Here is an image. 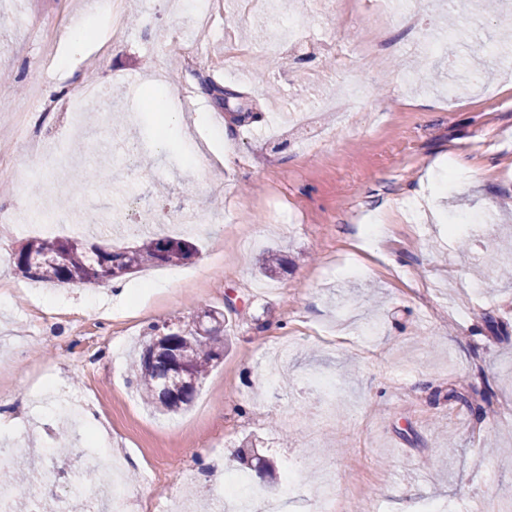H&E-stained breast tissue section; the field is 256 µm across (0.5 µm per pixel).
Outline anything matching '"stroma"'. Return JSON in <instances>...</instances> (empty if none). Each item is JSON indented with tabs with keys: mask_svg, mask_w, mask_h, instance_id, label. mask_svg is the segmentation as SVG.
I'll list each match as a JSON object with an SVG mask.
<instances>
[{
	"mask_svg": "<svg viewBox=\"0 0 512 512\" xmlns=\"http://www.w3.org/2000/svg\"><path fill=\"white\" fill-rule=\"evenodd\" d=\"M88 2L0 0V72L9 75L0 81V248L11 253L26 240L30 200L49 194L57 223L93 225L97 243L135 244L124 230L129 210L158 218L162 234L165 218L195 206L224 233L182 230L197 248L182 276L165 265L124 276L123 297L108 284L93 300L81 287L61 295L0 268V384L13 396L0 410V437L41 421L36 444L58 450L42 497L68 495L74 471L101 445L91 427L79 446L54 444L61 403L44 390L58 379L108 412L142 510L209 501L224 486L213 464L235 472L233 453L248 441L274 468L253 481L288 497V512H313L321 474L307 461L316 454L330 460L346 512H419L428 500L449 512L499 506L512 495V417L501 414L512 404V280L488 259L512 247V78L501 67L512 45L500 38V13L408 0L435 37L434 70L420 81V34L393 28L380 60L363 55L379 0L346 12L334 0H278L265 14L226 7L234 58L223 39L190 27L193 0H125L136 22L117 35L99 26L71 70H51L66 33L91 14ZM282 23L335 36L340 61L281 55L258 40L260 27ZM185 29L202 39L208 72L181 75L176 34ZM475 37L495 41V51L474 75H460L449 61ZM348 80L366 84V97L348 112L329 108ZM212 82L223 100L209 92ZM452 83L461 91L449 92ZM85 91L96 95L85 110L95 142L73 129V102ZM154 96L222 126L233 168L198 179L187 166L191 142H165ZM20 110L41 140L57 144L59 160L78 162L79 176L31 181L41 160L16 139ZM309 116L323 132L312 141ZM435 159L443 171L431 182ZM461 160L475 179L458 178ZM356 201L369 222L390 221L379 246L361 245L349 223ZM269 248L285 263L266 276L257 259ZM476 281L484 287L474 295ZM205 308L224 313L223 357L188 410H150L129 370L133 349L152 325L183 324ZM283 345L290 354L273 386L265 364ZM321 377L336 380L332 393L317 387Z\"/></svg>",
	"mask_w": 512,
	"mask_h": 512,
	"instance_id": "obj_1",
	"label": "stroma"
}]
</instances>
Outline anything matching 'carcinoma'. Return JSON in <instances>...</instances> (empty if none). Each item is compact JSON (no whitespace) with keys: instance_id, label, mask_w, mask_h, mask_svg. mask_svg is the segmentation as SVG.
Returning <instances> with one entry per match:
<instances>
[{"instance_id":"obj_1","label":"carcinoma","mask_w":512,"mask_h":512,"mask_svg":"<svg viewBox=\"0 0 512 512\" xmlns=\"http://www.w3.org/2000/svg\"><path fill=\"white\" fill-rule=\"evenodd\" d=\"M194 251L190 241L170 236H147L130 249H113L82 237H33L12 254L11 263L31 281L87 285L97 283V271L105 263H117L118 271L107 273L106 281L110 282L145 265H177ZM204 317L213 320L215 328L203 334L194 320L175 328L168 324L152 326L153 335L166 343V351L151 361L143 350L133 360L137 387L156 409L176 412L189 405L211 362L224 352V313L208 309ZM171 360L184 370L177 383L167 377Z\"/></svg>"}]
</instances>
